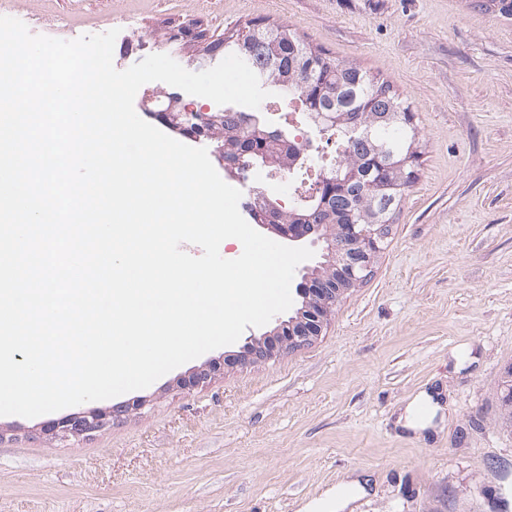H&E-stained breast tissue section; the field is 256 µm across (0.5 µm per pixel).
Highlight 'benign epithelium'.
<instances>
[{"instance_id": "obj_1", "label": "benign epithelium", "mask_w": 512, "mask_h": 512, "mask_svg": "<svg viewBox=\"0 0 512 512\" xmlns=\"http://www.w3.org/2000/svg\"><path fill=\"white\" fill-rule=\"evenodd\" d=\"M264 228L292 242L301 241L321 230L317 224H266ZM333 234L337 237L336 262L331 271L323 276L306 274L302 286L297 289L301 307L296 314L259 337L250 336L234 354L224 357V363L211 360L178 379L183 389L195 388L216 373L223 366L242 365L254 360L272 359L284 350H295L308 346L322 335L329 316L342 297L360 284L372 271L381 251L379 246L381 229L370 224L359 228L357 224L336 226ZM502 419L512 428V367L503 382ZM127 411L124 406L91 412H75L43 425V431L52 437L60 434L80 436L95 431L110 422L112 418Z\"/></svg>"}]
</instances>
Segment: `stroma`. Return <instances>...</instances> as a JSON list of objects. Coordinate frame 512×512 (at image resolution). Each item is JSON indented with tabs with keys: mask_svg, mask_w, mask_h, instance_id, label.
<instances>
[{
	"mask_svg": "<svg viewBox=\"0 0 512 512\" xmlns=\"http://www.w3.org/2000/svg\"><path fill=\"white\" fill-rule=\"evenodd\" d=\"M226 33L285 24L408 98L425 141L371 275L319 340L100 402L121 419L53 439L43 417L0 416V512H309L342 483L344 512H512V19L478 0H213ZM112 0L113 64L176 18ZM431 425L404 428L416 397ZM223 364L211 360L204 365L192 370L189 374L178 379L177 384L183 389L195 388L209 379H211L216 373L223 370Z\"/></svg>",
	"mask_w": 512,
	"mask_h": 512,
	"instance_id": "obj_1",
	"label": "stroma"
}]
</instances>
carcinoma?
<instances>
[{"label":"carcinoma","mask_w":512,"mask_h":512,"mask_svg":"<svg viewBox=\"0 0 512 512\" xmlns=\"http://www.w3.org/2000/svg\"><path fill=\"white\" fill-rule=\"evenodd\" d=\"M198 27L178 28L159 34L160 42L183 46L182 39H199ZM201 57L236 54L257 74L261 85L281 98H296L304 105L309 128L325 143L336 140V166L323 174L315 196L301 207L288 210L247 204L254 223L320 224L326 234L336 224H391L416 175L408 164L404 172H386L378 167L372 145H383L398 157L421 155L422 139L414 123L412 104L391 86L371 76L357 63L330 58L323 50L306 44L286 25L254 22L247 31L219 34L198 49ZM156 97L173 108L169 127L183 134L197 126L207 129L206 138L216 144L224 160L239 162L236 171L271 156L274 164L288 168L299 152L284 147L288 131L272 126L255 112L227 108L222 113L195 116L172 92ZM386 112L395 115L387 124ZM266 133L252 138L254 128Z\"/></svg>","instance_id":"cac0c4a2"}]
</instances>
